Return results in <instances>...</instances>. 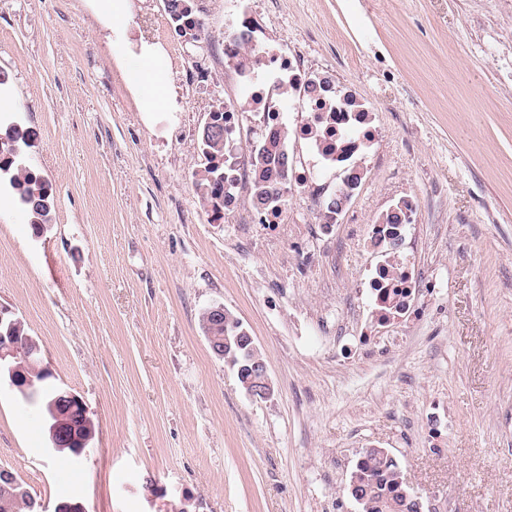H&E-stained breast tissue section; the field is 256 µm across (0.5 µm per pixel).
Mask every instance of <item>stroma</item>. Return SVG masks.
Returning <instances> with one entry per match:
<instances>
[{"label": "stroma", "instance_id": "35a3bbf8", "mask_svg": "<svg viewBox=\"0 0 512 512\" xmlns=\"http://www.w3.org/2000/svg\"><path fill=\"white\" fill-rule=\"evenodd\" d=\"M260 38L297 44L376 111L381 169L351 222L317 240L301 198L288 234L200 205L198 132L227 98L224 38L239 14L195 0L206 35L179 38L164 0H133L178 97L139 111L83 0H0V73L37 137L27 157L55 218L34 234L0 188V308L25 322L56 384L96 433L81 464L52 456L44 415L0 386V469L86 512H361L363 449H387L425 505L512 512V8L497 0H240ZM419 195L416 261L436 286L420 310L360 334L369 299L356 226ZM315 251L314 267L299 263ZM224 306L267 365L255 401L199 322Z\"/></svg>", "mask_w": 512, "mask_h": 512}]
</instances>
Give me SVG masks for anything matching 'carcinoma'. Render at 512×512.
Here are the masks:
<instances>
[{
	"instance_id": "1",
	"label": "carcinoma",
	"mask_w": 512,
	"mask_h": 512,
	"mask_svg": "<svg viewBox=\"0 0 512 512\" xmlns=\"http://www.w3.org/2000/svg\"><path fill=\"white\" fill-rule=\"evenodd\" d=\"M166 10L174 31L178 36H187L197 42L204 36L203 23L197 20L194 0H167ZM15 121L0 118V178L8 181L16 201L24 207L33 231L42 232L53 223L55 200L48 182L39 178V172L31 170L25 149L31 147L36 132L23 125L13 127ZM288 138V129L282 128L279 135L267 143V148L252 151V190L259 208L278 201L273 190H281L282 179L288 170V154L282 143ZM201 153L204 167L196 174V186L207 210L219 213L224 210V108L217 107L209 128L200 133ZM201 326L216 336H236L242 330L232 321H216L204 312ZM0 336L12 337L17 344L19 358H31L32 344L24 322L15 318L0 324ZM27 400L40 404L46 416L57 413L61 419V448L59 454L74 458L84 455L81 439L96 433L93 419L79 404L65 397L41 391ZM361 499L362 512H391L392 501H398L400 512H417L415 503L404 500L401 489L406 478L397 462L389 453L379 448H365L361 452L351 475ZM0 512H42L40 503L12 473L0 470Z\"/></svg>"
}]
</instances>
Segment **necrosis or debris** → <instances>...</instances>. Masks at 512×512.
<instances>
[{
	"label": "necrosis or debris",
	"instance_id": "necrosis-or-debris-1",
	"mask_svg": "<svg viewBox=\"0 0 512 512\" xmlns=\"http://www.w3.org/2000/svg\"><path fill=\"white\" fill-rule=\"evenodd\" d=\"M258 31L257 19L244 14L235 33L224 39V78L241 86L247 101L243 107L234 100L224 103V164L236 177L224 191V210L233 213L248 206L241 193L248 181L242 131L257 142L268 138L284 126L282 114L288 110L295 119L283 145L291 153L287 190L307 200L324 236H334L344 209L327 206V199L349 191L354 173L383 164L375 116L354 107L348 91L315 72L300 48L273 49L259 41ZM420 207L418 196H407L394 222L378 221L362 232V255L377 261L363 283L374 306L375 325L389 324L396 310H413L427 286L415 262L420 238L413 217Z\"/></svg>",
	"mask_w": 512,
	"mask_h": 512
}]
</instances>
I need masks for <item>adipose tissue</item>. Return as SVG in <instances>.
Segmentation results:
<instances>
[{
    "label": "adipose tissue",
    "instance_id": "obj_1",
    "mask_svg": "<svg viewBox=\"0 0 512 512\" xmlns=\"http://www.w3.org/2000/svg\"><path fill=\"white\" fill-rule=\"evenodd\" d=\"M106 40L115 41L116 62L136 98L139 111L168 112L177 94L164 65L162 48L145 35L135 34L128 21L132 0H85Z\"/></svg>",
    "mask_w": 512,
    "mask_h": 512
}]
</instances>
